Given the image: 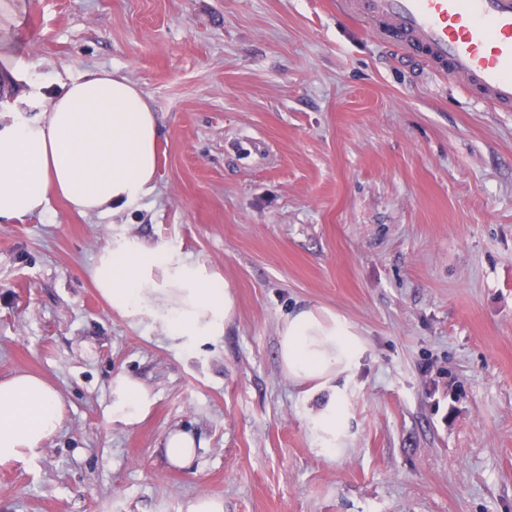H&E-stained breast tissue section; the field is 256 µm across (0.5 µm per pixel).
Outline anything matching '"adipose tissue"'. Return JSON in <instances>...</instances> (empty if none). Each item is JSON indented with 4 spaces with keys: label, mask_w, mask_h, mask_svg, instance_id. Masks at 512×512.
<instances>
[{
    "label": "adipose tissue",
    "mask_w": 512,
    "mask_h": 512,
    "mask_svg": "<svg viewBox=\"0 0 512 512\" xmlns=\"http://www.w3.org/2000/svg\"><path fill=\"white\" fill-rule=\"evenodd\" d=\"M160 136L141 88L108 72L84 73L38 117L17 111L0 118V220L45 212L54 193L87 216L134 208L154 189ZM92 279L113 311L135 325L160 326L185 348L223 335L232 314L230 292L216 287L206 264L136 237L113 240ZM277 333L281 368L308 384L322 449L335 453L337 437L349 429L344 385L367 347L346 317L308 305L288 313ZM152 403L141 382L119 376L106 412L133 425ZM64 418L61 393L43 378H0V465L37 457Z\"/></svg>",
    "instance_id": "adipose-tissue-1"
}]
</instances>
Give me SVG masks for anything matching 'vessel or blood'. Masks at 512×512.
I'll return each instance as SVG.
<instances>
[{"instance_id":"b4317fda","label":"vessel or blood","mask_w":512,"mask_h":512,"mask_svg":"<svg viewBox=\"0 0 512 512\" xmlns=\"http://www.w3.org/2000/svg\"><path fill=\"white\" fill-rule=\"evenodd\" d=\"M489 104L512 110V0H358Z\"/></svg>"}]
</instances>
